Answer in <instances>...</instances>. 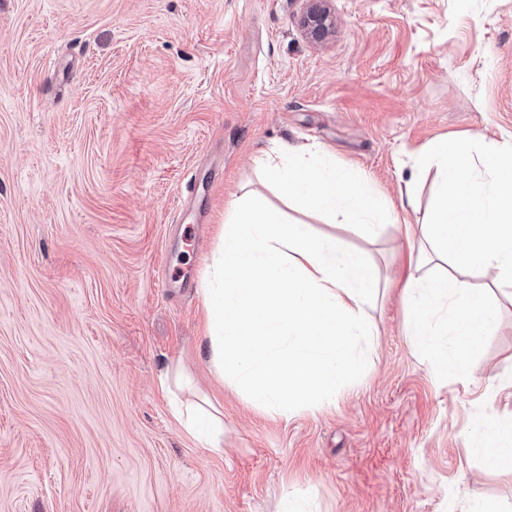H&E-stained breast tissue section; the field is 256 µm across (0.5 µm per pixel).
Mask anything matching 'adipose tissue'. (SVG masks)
I'll list each match as a JSON object with an SVG mask.
<instances>
[{
	"instance_id": "adipose-tissue-1",
	"label": "adipose tissue",
	"mask_w": 512,
	"mask_h": 512,
	"mask_svg": "<svg viewBox=\"0 0 512 512\" xmlns=\"http://www.w3.org/2000/svg\"><path fill=\"white\" fill-rule=\"evenodd\" d=\"M263 172L305 211L375 237L389 212L369 181L296 155L267 156ZM206 357L218 378L235 379L256 404L285 416L322 405L366 366L354 344L374 331L365 306L380 286L377 267L341 239L314 236L308 225L285 222L251 194L232 199L224 234L203 280ZM414 348L438 373L472 376V358L496 320L487 291L452 277L408 275L401 285ZM172 413L210 453L224 452V419L211 403L182 399L185 377H159ZM475 450L487 468L512 472V415L485 423Z\"/></svg>"
}]
</instances>
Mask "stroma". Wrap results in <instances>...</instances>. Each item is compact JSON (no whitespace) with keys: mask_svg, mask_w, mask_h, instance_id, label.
<instances>
[{"mask_svg":"<svg viewBox=\"0 0 512 512\" xmlns=\"http://www.w3.org/2000/svg\"><path fill=\"white\" fill-rule=\"evenodd\" d=\"M0 0V512H512L473 451L512 413V288L473 377L407 334L397 283L428 220L435 141L512 144V0ZM326 149L398 222L376 237L303 212L257 163ZM251 192L363 252L382 286L365 371L283 417L216 378L200 293L228 201ZM413 196L415 208L402 212ZM224 412V453L177 424L159 375ZM308 7L300 17V25L306 35L315 40L321 41L334 30L335 20L329 8L327 0H308Z\"/></svg>","mask_w":512,"mask_h":512,"instance_id":"obj_1","label":"stroma"}]
</instances>
